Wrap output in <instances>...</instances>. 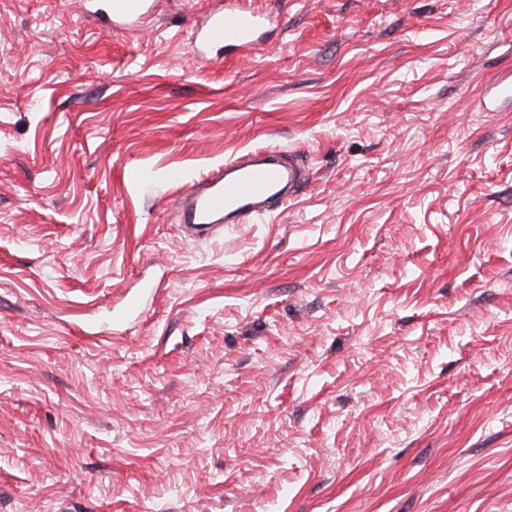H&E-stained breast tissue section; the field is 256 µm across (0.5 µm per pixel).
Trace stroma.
Instances as JSON below:
<instances>
[{"label":"stroma","mask_w":512,"mask_h":512,"mask_svg":"<svg viewBox=\"0 0 512 512\" xmlns=\"http://www.w3.org/2000/svg\"><path fill=\"white\" fill-rule=\"evenodd\" d=\"M215 6L0 0V512H512V0H254L200 62ZM265 150L306 187L190 235ZM94 18H104L108 26L103 31L130 29L139 23L152 9V0H97ZM88 16V17H89ZM270 22L264 13L246 7L241 1L222 2L192 33L193 50L199 59L209 60L215 46L245 47L253 42L255 33Z\"/></svg>","instance_id":"stroma-1"}]
</instances>
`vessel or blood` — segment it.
I'll return each mask as SVG.
<instances>
[{
  "instance_id": "1",
  "label": "vessel or blood",
  "mask_w": 512,
  "mask_h": 512,
  "mask_svg": "<svg viewBox=\"0 0 512 512\" xmlns=\"http://www.w3.org/2000/svg\"><path fill=\"white\" fill-rule=\"evenodd\" d=\"M98 2L95 17L104 18L113 30L138 26L152 9V0ZM268 21L267 15L246 7L241 0H226L194 29V53L203 60L219 45L248 46ZM304 180L302 170L291 160L272 155L234 160L189 186L180 200L181 218L199 231L215 224H241L278 210Z\"/></svg>"
}]
</instances>
